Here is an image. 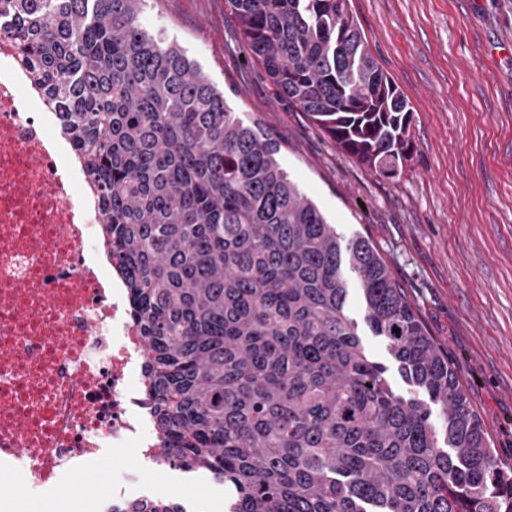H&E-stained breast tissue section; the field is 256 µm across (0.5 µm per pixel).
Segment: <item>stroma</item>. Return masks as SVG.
<instances>
[{"mask_svg": "<svg viewBox=\"0 0 512 512\" xmlns=\"http://www.w3.org/2000/svg\"><path fill=\"white\" fill-rule=\"evenodd\" d=\"M379 66L413 109L396 177L343 154L281 98L224 0H152L142 24L174 37L344 237L385 260L448 355L497 458L512 463V0H350ZM151 494L224 512L223 485L165 466Z\"/></svg>", "mask_w": 512, "mask_h": 512, "instance_id": "stroma-1", "label": "stroma"}]
</instances>
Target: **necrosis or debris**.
<instances>
[{"label":"necrosis or debris","instance_id":"obj_1","mask_svg":"<svg viewBox=\"0 0 512 512\" xmlns=\"http://www.w3.org/2000/svg\"><path fill=\"white\" fill-rule=\"evenodd\" d=\"M57 113L10 47L0 48V512L44 494L72 512L141 496L122 473L86 501L76 475L104 451L157 461L141 392L144 346L122 282L100 260L99 210L86 209Z\"/></svg>","mask_w":512,"mask_h":512}]
</instances>
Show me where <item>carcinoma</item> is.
I'll list each match as a JSON object with an SVG mask.
<instances>
[{"label":"carcinoma","instance_id":"cac0c4a2","mask_svg":"<svg viewBox=\"0 0 512 512\" xmlns=\"http://www.w3.org/2000/svg\"><path fill=\"white\" fill-rule=\"evenodd\" d=\"M148 0H0L9 45L75 146L148 353L161 457L227 488V512H512L442 348L370 241L343 240L240 121ZM282 96L357 163L395 177L408 100L349 0H224ZM385 338L397 394L350 316ZM440 422H435L434 413ZM105 512H187L159 495ZM350 312L353 317H355L359 323L361 328V338L366 347L368 353L378 362H381L389 367V374L391 375V380L395 389L402 395L406 397L415 396L419 398H423L422 395L418 394V391L415 388H412L405 384L400 376L397 373L396 366L394 365L391 357L387 353L386 344L381 337L373 336L371 332L365 327L361 320V305L358 296V291L356 287L355 281H350Z\"/></svg>","mask_w":512,"mask_h":512}]
</instances>
